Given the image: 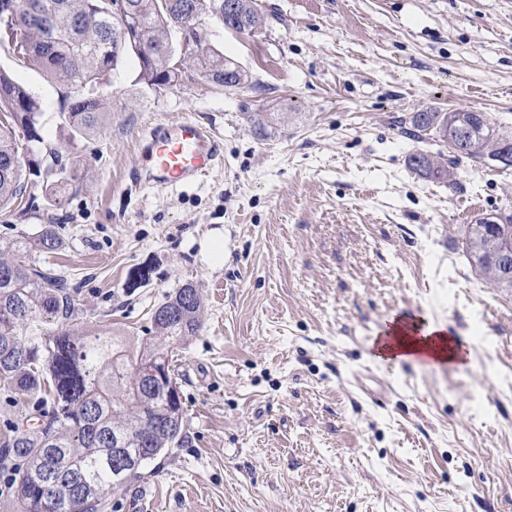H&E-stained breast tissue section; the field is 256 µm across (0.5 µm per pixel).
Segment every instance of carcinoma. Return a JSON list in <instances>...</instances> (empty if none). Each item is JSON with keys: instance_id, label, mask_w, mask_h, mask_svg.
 I'll list each match as a JSON object with an SVG mask.
<instances>
[{"instance_id": "carcinoma-1", "label": "carcinoma", "mask_w": 512, "mask_h": 512, "mask_svg": "<svg viewBox=\"0 0 512 512\" xmlns=\"http://www.w3.org/2000/svg\"><path fill=\"white\" fill-rule=\"evenodd\" d=\"M238 5L245 31L264 22L256 0H43L47 17L36 22L21 7L8 28L0 29L19 62L39 69L59 87L61 143L42 135L41 103L25 86L0 69V212L8 210L39 179L47 196H62L80 174V145L96 136L110 116L106 104L113 78L129 55L136 58V83L158 93L175 85L181 66L192 61L201 76L219 88L254 87L235 59L212 48L205 19L225 20V2ZM125 27L128 39L117 42L112 29ZM186 30L184 56L175 59L173 30ZM85 86L76 96L70 89ZM254 133L264 136L279 123L271 112L248 116ZM401 133L441 149L408 156L409 169L426 180L456 184V169L466 159L477 165L493 154L512 167V132L497 128L484 112H442L425 108L399 120ZM39 145L50 164L72 168L63 180L43 163L22 157L28 143ZM62 245L54 224L34 237L21 233L0 241V389L21 393L43 412L31 428L10 422L0 437V469L12 472L10 492L21 512H102L105 494L140 477L129 476L112 459V439L138 468L178 443L184 408L171 372L146 392L139 375L164 357L157 346H124L110 331L77 321L70 286L53 267L33 255L53 254ZM461 247L475 272L494 288H512V213L479 217L466 225ZM202 300L192 283L152 314L151 330L164 341L195 334ZM49 318L57 328L48 336L23 337V327ZM49 411H44L45 406Z\"/></svg>"}]
</instances>
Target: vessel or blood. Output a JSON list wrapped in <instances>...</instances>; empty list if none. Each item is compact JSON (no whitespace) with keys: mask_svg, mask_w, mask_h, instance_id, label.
I'll return each mask as SVG.
<instances>
[{"mask_svg":"<svg viewBox=\"0 0 512 512\" xmlns=\"http://www.w3.org/2000/svg\"><path fill=\"white\" fill-rule=\"evenodd\" d=\"M136 177L149 187L179 188L198 182L224 159V143L193 117L147 130L137 145Z\"/></svg>","mask_w":512,"mask_h":512,"instance_id":"vessel-or-blood-1","label":"vessel or blood"}]
</instances>
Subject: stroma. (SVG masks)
I'll use <instances>...</instances> for the list:
<instances>
[{"instance_id":"1","label":"stroma","mask_w":512,"mask_h":512,"mask_svg":"<svg viewBox=\"0 0 512 512\" xmlns=\"http://www.w3.org/2000/svg\"><path fill=\"white\" fill-rule=\"evenodd\" d=\"M255 32L209 21V44L253 89L195 67L160 93L126 60L78 194L0 216V239L59 222L47 260L75 315L132 343L183 284L196 335L168 344L184 439L113 489L107 512H512V290L487 287L463 225L512 210V168L462 162L449 187L407 159L434 142L398 118L432 106L512 128V0H258ZM0 69L43 104L55 83L0 48ZM249 112L287 124L254 135ZM193 116L224 161L182 189L133 181L136 142ZM220 242L223 256L208 255ZM446 327L464 363L384 360L394 318Z\"/></svg>"}]
</instances>
